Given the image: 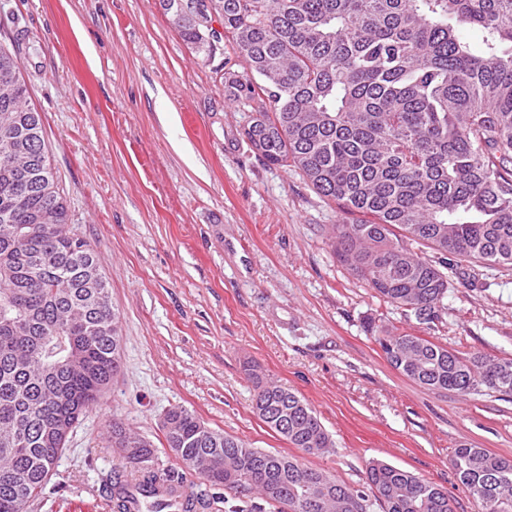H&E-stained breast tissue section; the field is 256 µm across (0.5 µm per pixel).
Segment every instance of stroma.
<instances>
[{"instance_id": "stroma-1", "label": "stroma", "mask_w": 512, "mask_h": 512, "mask_svg": "<svg viewBox=\"0 0 512 512\" xmlns=\"http://www.w3.org/2000/svg\"><path fill=\"white\" fill-rule=\"evenodd\" d=\"M0 42L16 51L69 224L100 258L122 336L120 372L29 512L98 500L109 477H134L110 446L115 420L152 442L160 467L179 469L160 426L174 406L294 453L252 409L249 362L304 397L330 434V452L294 453L301 462L359 489L382 461L444 487L453 512H481L452 455L512 457V395L426 389L371 330L512 358V267L451 275L430 324L385 303L329 238L355 215L253 151L250 109L224 87L244 59L223 41L205 56L159 0H0Z\"/></svg>"}]
</instances>
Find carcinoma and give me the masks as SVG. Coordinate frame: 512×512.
Returning a JSON list of instances; mask_svg holds the SVG:
<instances>
[{"mask_svg": "<svg viewBox=\"0 0 512 512\" xmlns=\"http://www.w3.org/2000/svg\"><path fill=\"white\" fill-rule=\"evenodd\" d=\"M184 40L216 35L161 0ZM252 76L224 73L251 108L245 135L267 163L298 170L362 219L331 225L341 261L420 324L438 319L448 274L410 249L512 266V0H213ZM481 34L475 49L465 31ZM401 230L396 235L393 228ZM415 383L461 396L512 386V358L462 354L409 333L375 337ZM121 336L108 282L68 209L14 49L0 44V512L44 494L78 421L117 375ZM253 410L294 448L333 447L308 403L249 367ZM183 468L278 512H453L444 489L381 461L363 490L293 456L252 448L182 407L162 425ZM144 491L185 476L118 422L112 442ZM452 466L482 512H512V458L455 449Z\"/></svg>", "mask_w": 512, "mask_h": 512, "instance_id": "1", "label": "carcinoma"}]
</instances>
